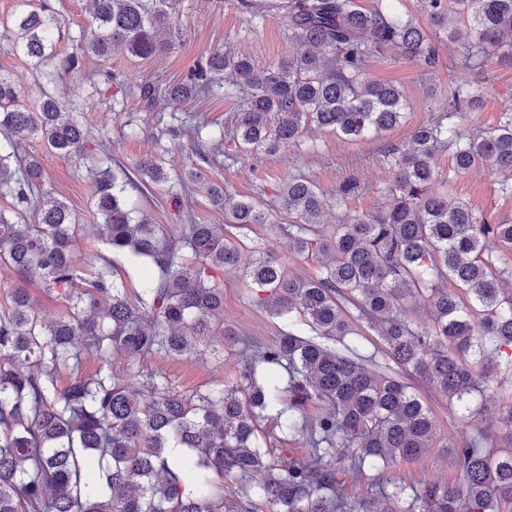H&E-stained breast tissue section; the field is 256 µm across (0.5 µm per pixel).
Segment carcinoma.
I'll use <instances>...</instances> for the list:
<instances>
[{
    "instance_id": "carcinoma-1",
    "label": "carcinoma",
    "mask_w": 512,
    "mask_h": 512,
    "mask_svg": "<svg viewBox=\"0 0 512 512\" xmlns=\"http://www.w3.org/2000/svg\"><path fill=\"white\" fill-rule=\"evenodd\" d=\"M432 26L461 49L470 70L498 51L512 52V0H422ZM21 11L0 19L13 45L33 62L37 94L20 102L10 77L0 75V269L24 283L38 281L69 303V314L45 323L26 288L13 289L0 308V512H385L393 497L400 512H512V449L451 445L457 479L417 485L385 484L356 500L349 483L396 462L418 460L434 447L431 409L403 380L414 376L463 413L473 395L494 381L489 349L512 350V266L493 268V253L512 254V219L495 224L466 203L434 191L440 180L432 159L452 151L455 171L482 162L512 171V105L499 125L471 135L452 118L480 109L482 86L452 77L448 113L410 133L409 145L390 143L391 200L378 215L344 214L332 228L317 217L326 206L319 187L302 174L288 177L279 198L288 212L290 248L320 262L313 276L288 273L265 251L244 271L263 296L257 302L288 321V330L260 346L256 360L232 383L191 396L144 369L158 354L181 356L214 335L224 310V282L213 270L240 265L242 238L275 217L253 200L223 187L208 188L224 224H181L174 233L134 217L126 194L133 179L114 169L109 140L89 150V134L49 88L80 72L78 54L63 55L61 22L51 0H19ZM254 18L282 10L293 55L258 69L242 53L216 49L178 83L146 81L125 94L172 107L218 92L242 98L234 126L235 150L270 151L294 142L314 124L351 140L394 128L407 99L398 87L367 82L373 56L415 59L423 70L439 64L428 33L404 20L387 0L365 10L357 0H240ZM169 25L164 10L143 0H92L91 23L77 48L106 60L118 51L146 59L172 44L155 39ZM178 129L224 152V130L198 113L173 116ZM40 138L50 149L93 161V207L107 249L123 252L144 273V294L129 301L116 269L83 266L73 243L80 224L59 199L42 201L43 170L24 143ZM141 183L164 185L165 161L136 166ZM359 190L353 174L336 187V207ZM237 233L231 234L224 227ZM189 250L194 262L180 259ZM430 304L433 326L413 327L404 301ZM357 320L377 325L392 376L369 369L361 344L333 348L319 338L353 335ZM308 327L316 334L303 333ZM99 369L83 374L81 356ZM125 360L123 375L114 359ZM69 382L61 388V369ZM286 371L287 386L278 373ZM304 443L270 448L261 422ZM180 448L174 456L170 449ZM264 473L253 494H224V480Z\"/></svg>"
}]
</instances>
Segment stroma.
<instances>
[{"label": "stroma", "mask_w": 512, "mask_h": 512, "mask_svg": "<svg viewBox=\"0 0 512 512\" xmlns=\"http://www.w3.org/2000/svg\"><path fill=\"white\" fill-rule=\"evenodd\" d=\"M149 10L164 9L172 16L173 46L166 53L141 60L114 53L107 60L84 58V71H108L115 82L101 85L99 93L77 75H67L53 89L55 96L71 111L80 113L91 136L106 134L114 159L127 170H135L144 158L164 155L166 169L172 180H184L186 170L196 167V146L184 134L174 135L171 111L164 102L153 106L131 104L112 106L120 97V82L131 84L143 80L172 83L181 80L210 50L229 48L248 54L256 67H268L288 57L293 46L278 15L269 13L254 20L243 12L239 0H144ZM441 63L432 74H425L419 63L402 57L370 59L365 77L370 81L391 83L405 94L410 107L399 126L379 137L347 140L316 127L305 129L299 141L258 155L236 154L234 160L211 155L201 167L199 181H184L180 188V205H173L170 190L165 185L147 189L128 186L127 193L136 201L150 223L160 230L173 232L178 225L196 221L200 224H220L224 214L209 203L207 189L223 184L238 197L259 199L268 207H277L279 190L289 175L304 173L325 193L329 205L322 217L323 224L333 225L341 212L373 215L381 212L390 199L393 172L384 155L388 142L406 140L410 131L440 117L448 107V76L459 73L460 50L447 43L439 45ZM468 79L483 85L484 98L479 111L461 118L465 130L483 131L499 124L501 110L512 102V59L499 55L490 57L482 68L469 71ZM27 149L35 154L45 173L46 191L51 197L65 200L80 216L83 230L76 249L85 263L99 264L106 255L91 200L92 175L87 161L56 153L42 140L28 142ZM436 170L448 178V196L466 202L475 212L498 220L512 217V196L503 194L502 183L512 180V173L498 170L489 163L476 165L470 171L453 170L450 152L437 153L433 160ZM355 173L361 181L358 193L347 199L343 207L333 203L336 186L346 173ZM275 248L290 274L306 277L317 272L315 261L299 257L289 249L287 235L274 224L254 226L242 246L243 261L252 260L258 251ZM224 278V311L213 320L215 332L232 326L236 337L224 341V361L216 363L206 343H197L194 350L180 357H154L147 370L166 374L175 390L182 394L205 389L224 381H235L249 353L244 341L266 344L283 327L282 320L271 317L260 308L255 295L241 272H227ZM417 392L436 417L441 446L428 449L412 465L392 464L384 479L397 481L414 476L418 479L454 481L456 473L445 449L446 443L461 444L478 441L485 448H512V436L500 430L495 422L500 402L512 398V367L499 365L491 386V401L478 406L469 418H461L448 404L446 397L421 382H414Z\"/></svg>", "instance_id": "35a3bbf8"}]
</instances>
